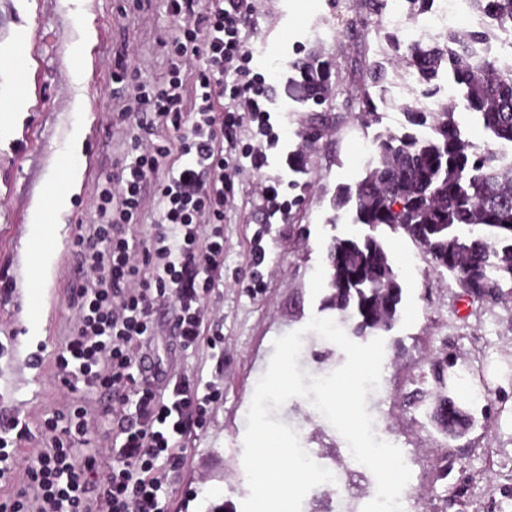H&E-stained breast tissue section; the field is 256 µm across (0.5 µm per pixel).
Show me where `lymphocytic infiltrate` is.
Listing matches in <instances>:
<instances>
[{"label":"lymphocytic infiltrate","instance_id":"lymphocytic-infiltrate-1","mask_svg":"<svg viewBox=\"0 0 512 512\" xmlns=\"http://www.w3.org/2000/svg\"><path fill=\"white\" fill-rule=\"evenodd\" d=\"M166 10L177 31L170 67L162 81L143 77L133 88L139 134L131 158L92 196L98 223L70 242L84 279L70 297L72 333L49 358L64 396L103 395L112 446L90 451L76 404L45 418L49 445L28 457V422L1 420L0 512H163L167 469L184 464L183 442L218 398L195 375L145 368L142 348L162 306L176 313L182 350L222 345L205 297L224 282V217L244 165L268 166L281 122L247 47L255 0H208L201 11L196 0H166ZM250 133L264 149L242 144ZM149 188L156 218L141 242Z\"/></svg>","mask_w":512,"mask_h":512}]
</instances>
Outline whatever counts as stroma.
<instances>
[{"instance_id": "stroma-1", "label": "stroma", "mask_w": 512, "mask_h": 512, "mask_svg": "<svg viewBox=\"0 0 512 512\" xmlns=\"http://www.w3.org/2000/svg\"><path fill=\"white\" fill-rule=\"evenodd\" d=\"M350 2L264 0L259 8L249 46L270 76L269 100L288 114L295 168L284 171L275 157L259 171L244 167L239 177L237 206L224 223V284L207 299L224 318L223 356L182 351L163 334L151 345V354L165 365L187 368L221 393L206 427L188 441L187 464L168 472L165 512H242L249 494L242 462L245 417L274 339L304 330L314 315L352 327L350 314L325 305L327 249L350 229V208L333 206L337 189L364 177L359 156L366 143L409 129L406 106L433 108L448 99L446 80L428 93L417 73L397 63L408 39L393 32L386 16L351 27ZM175 34L165 0H0V75H20L27 102L24 113L0 114V283L13 289L10 300L0 302V340L13 341L10 354L0 357V407L28 419L33 437L27 451L45 447L40 423L61 406L49 366L29 365L28 355L54 348L71 332L69 296L78 273L67 242L81 226L97 223L90 197L115 172L135 136L117 119L133 102L114 96L113 70L123 63L129 83L142 74L161 79ZM84 38L90 46L75 58ZM312 53L325 62L332 83L358 73L369 85L371 111L333 93L319 105L300 103L290 63ZM78 64L87 73L98 70V82L74 86L71 73ZM376 67L383 77L375 83L370 73ZM79 94L89 104L84 124L96 129L82 151L93 154L96 170L80 181L68 210L55 221L51 253L57 262L36 287L30 278L32 214L50 184ZM314 124L322 130L315 142L306 136ZM276 175L284 177L294 201L285 221L266 219L260 198L264 179ZM259 230L266 259L260 267L263 288L256 294L251 239ZM382 236L398 271L402 301L397 319L381 333L387 390L367 397L374 429L402 450L424 512H512V292L495 300L465 294L457 279L433 268L408 237L387 230ZM447 355L454 363L449 380L470 417L457 439L448 438L430 417L440 389L432 364ZM345 360L335 344L305 332L301 370L324 375ZM271 417L295 428L313 460L341 485L375 491L373 474L353 459L342 436L309 401L290 399Z\"/></svg>"}]
</instances>
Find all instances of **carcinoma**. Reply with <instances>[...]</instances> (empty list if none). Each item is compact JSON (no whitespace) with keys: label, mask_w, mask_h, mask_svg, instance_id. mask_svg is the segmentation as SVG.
Returning a JSON list of instances; mask_svg holds the SVG:
<instances>
[{"label":"carcinoma","mask_w":512,"mask_h":512,"mask_svg":"<svg viewBox=\"0 0 512 512\" xmlns=\"http://www.w3.org/2000/svg\"><path fill=\"white\" fill-rule=\"evenodd\" d=\"M472 7L488 27L512 30V0H472ZM445 41L443 47L412 42L402 61L426 82L448 71V79L464 87L467 109L491 141L480 145L462 137L451 98L435 112L408 106L410 122L427 128L428 136H382L375 163L355 187L342 188L336 201L339 207L351 205L354 224L403 230L431 256L435 268L455 274L467 293L493 298L503 283H512V57L489 55L487 34L474 30H450ZM291 67L314 102L331 92L326 65L318 57L297 59ZM336 93L364 108L371 101L367 85L354 78L336 86ZM327 267L326 303L354 311L356 335L391 326L402 288L381 239L334 238ZM450 366L446 357L434 363L441 392L431 418L456 438L470 420L446 383Z\"/></svg>","instance_id":"1"}]
</instances>
